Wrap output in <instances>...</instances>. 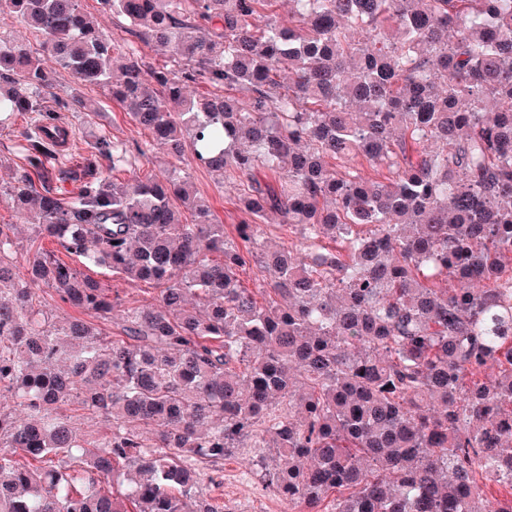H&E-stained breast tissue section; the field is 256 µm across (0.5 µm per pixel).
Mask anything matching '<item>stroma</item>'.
<instances>
[{
	"instance_id": "1",
	"label": "stroma",
	"mask_w": 512,
	"mask_h": 512,
	"mask_svg": "<svg viewBox=\"0 0 512 512\" xmlns=\"http://www.w3.org/2000/svg\"><path fill=\"white\" fill-rule=\"evenodd\" d=\"M80 4L119 52L135 51L150 66L165 64V56L131 34L125 20L102 12L98 0H80ZM51 71L52 83L42 93L43 105L45 109L57 112L59 121L64 122L69 130L68 145L56 153L55 162L69 166L81 163L91 145L102 136L124 143L132 150L151 141V132L131 119L123 105L113 99L109 88L77 85L71 74L56 64L52 65ZM75 89L80 90L85 101L95 108V115L60 110L61 100L69 98ZM33 122V114H17L0 128V224L16 225L18 250L22 253L54 247L50 240L35 237L24 215L14 208L11 201L14 173L24 162L19 135ZM184 171L199 195L209 201L226 232H233L235 224L241 220L237 187L224 177L192 164L185 166ZM218 468L222 484L217 487L203 482L201 489L205 495L231 506L235 512H291L287 502L264 482L248 452L242 450L225 457Z\"/></svg>"
}]
</instances>
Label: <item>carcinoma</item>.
I'll return each mask as SVG.
<instances>
[{"instance_id":"cac0c4a2","label":"carcinoma","mask_w":512,"mask_h":512,"mask_svg":"<svg viewBox=\"0 0 512 512\" xmlns=\"http://www.w3.org/2000/svg\"><path fill=\"white\" fill-rule=\"evenodd\" d=\"M98 2L170 64H116L79 0H0L44 51L0 39V115L41 121L15 202L35 236L160 295L109 339L114 286L14 257L0 224V389L26 413L0 412V512H187L199 465L242 448L301 512H512V0H288L286 24L277 0ZM45 54L151 130L139 155L236 183V236L176 166L114 181L101 161L136 158L105 136L48 167ZM270 214L304 250L260 240ZM44 288L87 318L50 324ZM74 398L108 435L75 430Z\"/></svg>"}]
</instances>
